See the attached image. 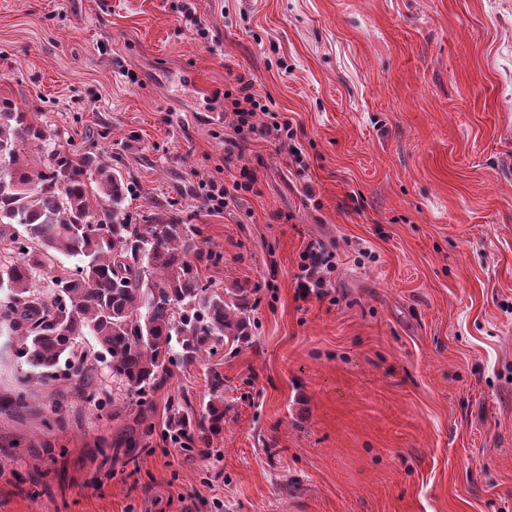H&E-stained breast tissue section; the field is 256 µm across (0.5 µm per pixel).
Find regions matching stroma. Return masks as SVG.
<instances>
[{
    "instance_id": "stroma-1",
    "label": "stroma",
    "mask_w": 512,
    "mask_h": 512,
    "mask_svg": "<svg viewBox=\"0 0 512 512\" xmlns=\"http://www.w3.org/2000/svg\"><path fill=\"white\" fill-rule=\"evenodd\" d=\"M0 0V96L173 202L248 288L252 336L152 396L200 410L208 456L52 386L0 416V512H512V0ZM288 118L307 171L234 132L237 76ZM252 191L209 210L199 183ZM332 253L301 299L308 244ZM110 441L98 453V439ZM210 398L199 417L180 405L173 406L166 428L160 433L163 442L168 440L180 448H198L207 456L214 439L224 430V380L214 372L209 379Z\"/></svg>"
}]
</instances>
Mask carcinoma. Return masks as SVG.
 <instances>
[{
	"mask_svg": "<svg viewBox=\"0 0 512 512\" xmlns=\"http://www.w3.org/2000/svg\"><path fill=\"white\" fill-rule=\"evenodd\" d=\"M59 136L0 98V249L12 256L0 269V335L17 337L25 366L11 395L0 396V414L29 407L32 381H58L109 419L128 413L122 444L136 448L138 432H152L151 395L169 367L248 340L251 292L201 275L224 255L200 244L201 229L174 203L134 217L126 205L132 181L96 152L61 149ZM61 255L74 266L36 287ZM100 364L124 387L127 405L101 389ZM209 386L201 413L173 406L162 441L209 454L224 430L222 376L213 373Z\"/></svg>",
	"mask_w": 512,
	"mask_h": 512,
	"instance_id": "carcinoma-1",
	"label": "carcinoma"
}]
</instances>
